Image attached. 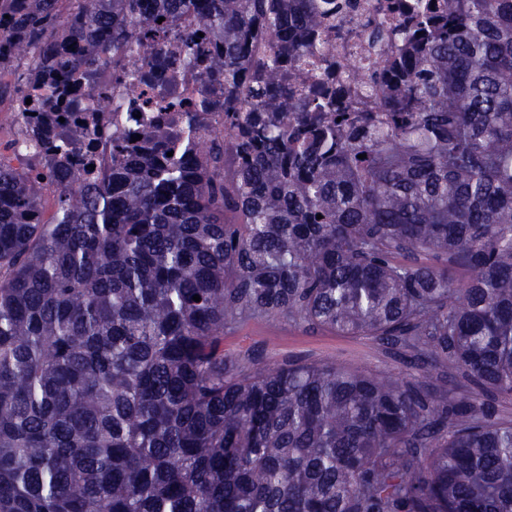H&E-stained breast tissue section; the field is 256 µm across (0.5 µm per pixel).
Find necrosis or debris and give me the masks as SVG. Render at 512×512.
Masks as SVG:
<instances>
[{
	"label": "necrosis or debris",
	"mask_w": 512,
	"mask_h": 512,
	"mask_svg": "<svg viewBox=\"0 0 512 512\" xmlns=\"http://www.w3.org/2000/svg\"><path fill=\"white\" fill-rule=\"evenodd\" d=\"M379 0H358L356 11L341 18L331 34L344 69L363 63L368 50V28L384 24ZM148 38L162 65L156 66L138 52L125 54L120 64L103 61L81 73L76 89L41 85L35 93L53 102L64 101L68 121L84 127L87 139L72 147L73 157L98 179L112 161V146L139 134L152 145L181 153L186 144L203 151L212 142L228 141L232 120L224 111V88L213 84L207 65L221 50L212 35H199L189 16L151 22ZM28 111L10 100L0 117V161L24 167L33 155L28 146Z\"/></svg>",
	"instance_id": "1"
}]
</instances>
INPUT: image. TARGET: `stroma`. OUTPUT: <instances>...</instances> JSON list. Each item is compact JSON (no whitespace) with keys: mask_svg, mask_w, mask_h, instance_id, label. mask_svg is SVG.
Instances as JSON below:
<instances>
[{"mask_svg":"<svg viewBox=\"0 0 512 512\" xmlns=\"http://www.w3.org/2000/svg\"><path fill=\"white\" fill-rule=\"evenodd\" d=\"M224 352L235 358L249 353L268 364L333 362L355 366L377 375L396 378L422 376L411 363L409 352L384 346L368 336H340L328 330H310L278 317L239 323L224 338Z\"/></svg>","mask_w":512,"mask_h":512,"instance_id":"35a3bbf8","label":"stroma"}]
</instances>
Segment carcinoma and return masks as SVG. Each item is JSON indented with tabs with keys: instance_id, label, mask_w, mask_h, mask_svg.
I'll list each match as a JSON object with an SVG mask.
<instances>
[{
	"instance_id": "obj_1",
	"label": "carcinoma",
	"mask_w": 512,
	"mask_h": 512,
	"mask_svg": "<svg viewBox=\"0 0 512 512\" xmlns=\"http://www.w3.org/2000/svg\"><path fill=\"white\" fill-rule=\"evenodd\" d=\"M154 2L224 42L209 74L235 144L120 141L93 184L0 165V512H512L493 405L512 398V0L379 4L402 28L370 31L388 53L356 83L393 85L372 113L329 89L305 103L283 72L330 61L315 37L345 4ZM149 9L0 0V60L36 54L71 84L137 46ZM265 317L401 345L469 386L224 355Z\"/></svg>"
}]
</instances>
